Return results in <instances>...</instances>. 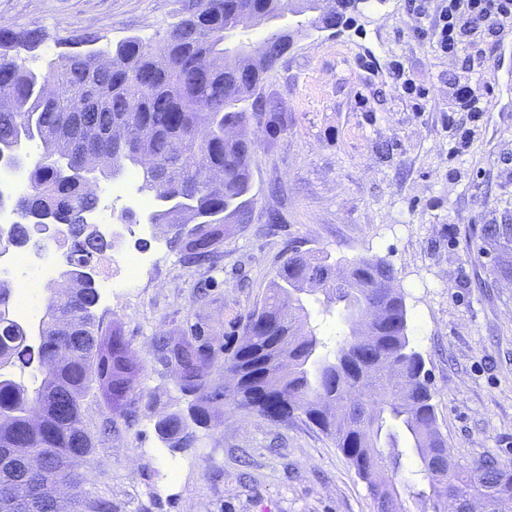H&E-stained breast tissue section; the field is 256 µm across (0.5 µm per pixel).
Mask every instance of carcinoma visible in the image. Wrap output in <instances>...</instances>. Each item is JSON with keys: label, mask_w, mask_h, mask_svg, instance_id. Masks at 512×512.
Here are the masks:
<instances>
[{"label": "carcinoma", "mask_w": 512, "mask_h": 512, "mask_svg": "<svg viewBox=\"0 0 512 512\" xmlns=\"http://www.w3.org/2000/svg\"><path fill=\"white\" fill-rule=\"evenodd\" d=\"M293 16L287 29L274 27L256 44L253 57L224 56L227 34L245 26L244 7ZM331 0H189L186 16L161 46L137 36L113 48L80 32L69 50L43 68L26 64L43 42L36 30L0 28V84L12 88L0 104V142L38 141L42 153L30 170L31 192L10 201L19 221L9 242L26 246L27 225L44 215L67 225L64 288L51 290L37 325L13 318L14 288L0 282V512H55L58 488L88 479L83 464L92 452L83 415L85 398L97 391L108 410L123 416L153 411L136 391L140 365L117 330L102 335L93 308L98 302L94 268L112 243L85 223L97 205L86 189L82 162L105 154L111 165L97 178L141 169L138 192L155 201L154 223L173 230L170 247L188 266L210 261L224 239V225L247 224L252 214V156L257 144L243 133L257 119L270 134L288 130L291 116L278 100L257 92L275 71L292 40L324 20ZM96 44L82 56L74 46ZM57 88L47 99L44 82ZM72 141L77 154L62 170L50 163L51 137ZM224 170L212 182L208 171ZM193 224L185 232L187 224ZM493 252V274L512 281V213L480 225ZM340 261L324 250L296 249L277 268L261 307L248 313L244 340L218 361L204 331L191 327L156 339L174 367L179 391L192 397L185 408L157 416L155 431L169 448H190L196 429L208 428L228 406L272 422L303 413L336 442L376 503L377 512H402L408 495L421 512H466L479 497L485 512L512 498V469L492 458L466 467L437 468L446 457L425 362L410 347L407 311L394 287L390 265L376 257L346 264V277H330ZM329 310L342 325L332 351L310 326L303 296ZM29 370L30 382L11 367ZM218 366L238 378L233 391L214 386ZM421 462L427 489H399L389 476L401 466L402 447ZM67 512H112V504L88 495Z\"/></svg>", "instance_id": "cac0c4a2"}]
</instances>
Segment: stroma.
Instances as JSON below:
<instances>
[{"label": "stroma", "instance_id": "stroma-1", "mask_svg": "<svg viewBox=\"0 0 512 512\" xmlns=\"http://www.w3.org/2000/svg\"><path fill=\"white\" fill-rule=\"evenodd\" d=\"M185 2L0 0V26L41 32L40 67L83 29L104 47L130 36L161 44ZM471 56L439 53L411 0H377L335 33L295 40L262 85L291 126L248 130L258 141L250 223L230 227L199 267L181 265L167 236L125 237L127 249L162 259L122 306L103 295L94 311L129 341L137 388L155 410L116 416L117 431L102 437L99 400L84 403L95 442L86 489L112 512H376L350 461L304 415L273 423L230 413L182 449L162 445L154 428L157 414L187 405L155 336L195 325L223 349L294 244L393 267L453 463L492 457L512 468V282L495 280L479 237L480 225L512 211V79L485 74L480 117L451 112L450 81ZM465 131L470 142L456 149Z\"/></svg>", "mask_w": 512, "mask_h": 512}]
</instances>
